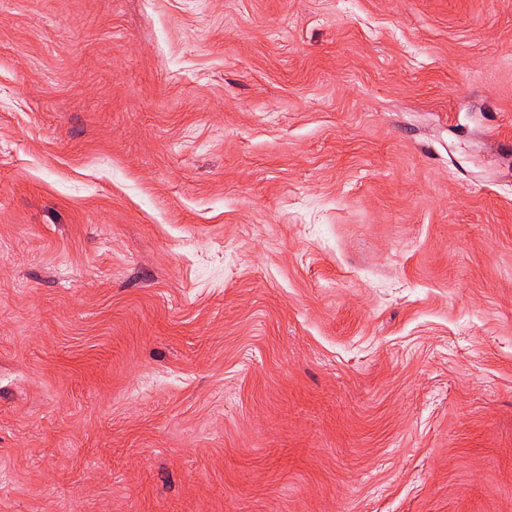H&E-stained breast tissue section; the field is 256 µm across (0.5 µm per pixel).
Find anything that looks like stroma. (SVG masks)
I'll list each match as a JSON object with an SVG mask.
<instances>
[{"mask_svg": "<svg viewBox=\"0 0 512 512\" xmlns=\"http://www.w3.org/2000/svg\"><path fill=\"white\" fill-rule=\"evenodd\" d=\"M0 512H512V0H0Z\"/></svg>", "mask_w": 512, "mask_h": 512, "instance_id": "1", "label": "stroma"}]
</instances>
